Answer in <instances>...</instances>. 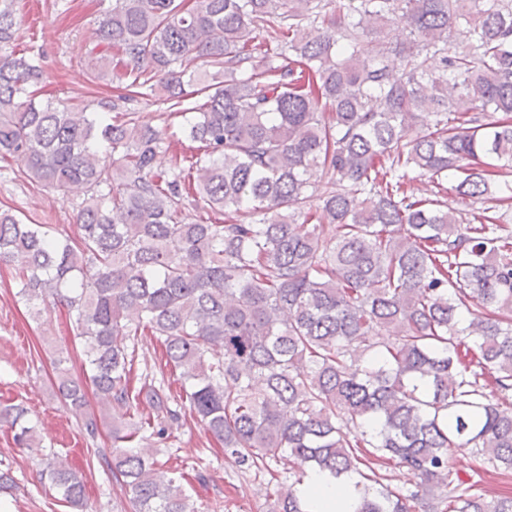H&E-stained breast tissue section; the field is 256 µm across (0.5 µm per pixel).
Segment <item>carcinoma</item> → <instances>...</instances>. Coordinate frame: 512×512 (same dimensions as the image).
I'll list each match as a JSON object with an SVG mask.
<instances>
[{"mask_svg":"<svg viewBox=\"0 0 512 512\" xmlns=\"http://www.w3.org/2000/svg\"><path fill=\"white\" fill-rule=\"evenodd\" d=\"M14 2L0 0V159L85 198L75 238L1 210L0 263L19 261L33 316L53 303L74 318L83 379L60 373L65 402L83 410L89 385L128 415L98 455L128 512H194L134 444L142 401L153 437L181 417L152 372L131 384L127 342L146 332L238 471L300 470L276 483L275 512H306L310 470L375 482L377 464L421 491L359 482L352 512H412L422 492L433 512H512V496L475 492L449 462L468 450L512 473V0H112L87 56L115 95L95 106L35 101L43 70L13 48ZM304 22L321 24L309 40ZM387 26L406 32L392 50ZM157 94L201 144L187 167L176 155L155 171L167 132L129 104ZM413 125L427 133L409 141ZM411 171L493 206L457 216L408 194ZM9 416L32 445L26 411ZM43 475L83 507L78 474L50 462ZM376 472L379 474L378 480L381 485L375 484L374 482H367L372 485L374 489L382 490L389 489L395 493H406L407 490H415L420 480L407 472L402 467H380L375 466Z\"/></svg>","mask_w":512,"mask_h":512,"instance_id":"carcinoma-1","label":"carcinoma"}]
</instances>
